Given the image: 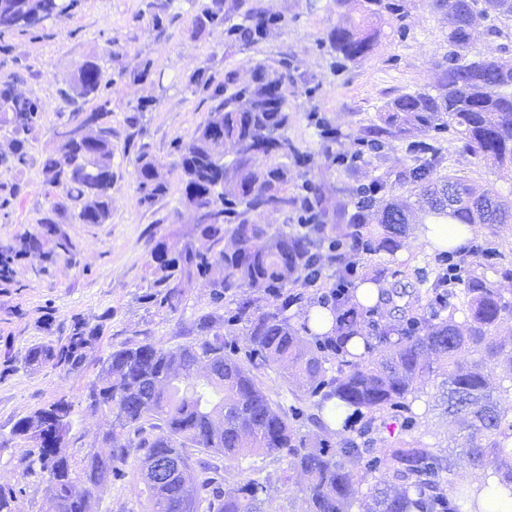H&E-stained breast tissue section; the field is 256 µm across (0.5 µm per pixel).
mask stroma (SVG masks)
Returning a JSON list of instances; mask_svg holds the SVG:
<instances>
[{
    "label": "stroma",
    "instance_id": "obj_1",
    "mask_svg": "<svg viewBox=\"0 0 512 512\" xmlns=\"http://www.w3.org/2000/svg\"><path fill=\"white\" fill-rule=\"evenodd\" d=\"M207 2L74 0L66 13L38 26L0 33V80H13L18 93L38 100L43 107L39 124L27 134V166L17 175H0L1 184L21 186L8 207L0 209V242L40 229L52 195L42 180V163L55 150L54 131L66 123L70 112L59 90L89 59L98 62L107 84L103 95L112 112L115 148L111 219L104 224L65 219L63 227L77 245L75 255L60 258L44 273L38 270V259H29L19 267L12 285L0 287V352L8 349L24 356L30 345L59 338L73 315L94 323L107 309L112 318L98 353L144 340L169 346L192 340L194 318L213 308L207 288L191 289L185 312L175 315L149 309L140 297L154 280L150 265L155 240L172 231L187 234L192 230L191 213L179 203L182 173L172 162L175 143L190 137L214 105L208 95L191 93L188 87L200 67H208L220 82L230 71L247 79L256 64L274 68L287 61L293 79L288 87V110L293 117L288 135L305 154L308 177L335 190L380 176L395 184L397 192L406 191L401 178L412 158L408 140L396 138L382 153H365L356 167L330 169L308 114L315 110L325 115L339 132L337 152L352 155L359 152V129L377 122L386 102L429 87L448 52V24L429 0H410L403 22L383 24L373 51L340 71L319 45L336 22L335 0H245L246 7L286 19L284 27L250 47L229 41L223 28L201 33L193 28L192 16ZM156 15L163 19L159 30L152 22ZM142 60L151 63L143 78L134 72ZM307 87L314 88L313 98L304 96ZM135 113L140 119L132 128L126 118ZM130 138L148 144L152 153L169 163L164 170L169 193L150 209L140 205L135 190L134 152L126 146ZM440 146L443 174L468 177L512 198L511 176L477 164L452 135H445ZM471 242L483 246L484 254L464 251L453 258L466 275L496 281L503 269L512 268V223L475 226ZM346 258L379 269L380 283L386 290L400 292L404 305L416 302L426 290V280L434 279L439 269L434 251L413 224L396 253L369 256L350 251ZM48 312L53 315L49 327L44 324ZM439 382V375H432L420 400L413 404L421 415L418 431L428 443L457 448L462 439L456 424L434 405ZM82 391L79 377L49 368L20 364L0 375V485L22 490L21 512H47L49 502L41 477L14 464L24 450L23 442L12 436L15 424L60 395L77 399ZM259 464L274 478L267 493V512H304L303 478H293L286 485L278 480L287 468L286 458H263ZM123 471V476L98 488L92 512H139L135 470L127 465Z\"/></svg>",
    "mask_w": 512,
    "mask_h": 512
}]
</instances>
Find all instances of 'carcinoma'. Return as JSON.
Returning <instances> with one entry per match:
<instances>
[{"label": "carcinoma", "instance_id": "cac0c4a2", "mask_svg": "<svg viewBox=\"0 0 512 512\" xmlns=\"http://www.w3.org/2000/svg\"><path fill=\"white\" fill-rule=\"evenodd\" d=\"M351 2L364 23L341 14ZM406 2L336 0L339 18L322 45L341 67L359 62L377 45L383 23L406 17ZM432 7L448 20V55L434 83L387 102L381 124L360 129L358 141L369 152L381 153L393 138L450 132L478 163L512 173V55L506 44L512 40V0H432ZM68 8L66 0H0V29L23 27L24 12L47 19ZM236 16L240 21H234ZM478 17L490 24L477 43L471 24ZM192 24L222 26L227 38L251 46L279 28L281 19L250 9L233 15L224 10V0H210ZM288 68L286 62L279 69L259 64L246 85L233 72L216 84L206 66L191 78L217 100L191 138L175 145L184 182L180 203L192 212L194 224L187 237L156 240L151 251L156 279L142 301L158 313H182L188 286L199 283L210 289L215 310L196 317L197 336L190 342L168 347L145 340L112 349L99 358L100 369L85 382L79 401L63 395L17 422L14 435L26 449L16 464L46 482L53 512H88L96 488L122 472L130 448L141 451L137 481L145 486L148 512H265L271 475L252 474L226 485L218 468H193V448L221 455L230 464L286 454L287 472L279 480L287 484L295 473L306 477L305 512H351L356 504L361 512H481L479 490L454 487L444 479L454 472V455L417 433L412 404L429 382L431 354L445 376L448 415L466 422L461 452L473 466L491 470L512 498V418L500 406L501 394L512 393V386L496 391L488 373L494 363L508 366L512 375V353H504V344L493 336L512 312L511 269L503 270L499 281L473 276L458 291L448 287L443 268L425 291V314L371 336L364 320L351 315L348 296L322 303L334 317L331 336L312 333L306 312L302 323H292L288 311L304 296L288 286L320 263L324 243L349 237L329 235L337 221L345 216L348 225H356L353 232L367 252H393L406 232L411 204L390 193L387 181L378 177L365 185L367 211L358 217L349 211L358 189L348 190V200L334 201L313 179L293 173L288 162L301 166L304 153L288 137ZM105 88L98 63L86 60L63 92L72 110L54 132L57 149L42 164L43 180L53 188L42 231L0 244V284L11 283L17 266L33 254L45 263L73 255L76 245L60 227V214L82 222L91 210L98 224L110 218L114 147ZM90 99L99 104L83 116L77 102ZM41 112L38 101L3 82L0 127H11L13 137L9 151L0 153V168L10 171L26 163L29 146L20 134L38 123ZM316 126L332 168L338 132L324 117L316 119ZM221 161L224 185L216 188L211 168ZM441 162L440 148L430 143L413 156L404 174L433 223L512 219V199L466 176L441 174ZM162 167L147 145L137 148L135 190L141 205L150 207L169 192ZM262 212L283 213L306 230L259 224L255 216ZM243 288L268 296L271 303L263 308L242 301L219 314L224 294ZM459 313L466 322L464 334L456 324ZM111 318L110 309L94 325L73 317L63 337L29 347L24 363L80 373ZM219 322L246 331L245 358L216 330ZM353 336L364 340L359 354L345 349ZM465 349L479 352L480 359L460 363L457 356ZM271 359L286 367L282 379L305 380L300 398L305 408L287 413L272 401L259 376ZM335 398L363 419L347 435L324 420V413H335L330 406ZM81 405L111 417L103 433L111 442L108 453L96 451L97 439L88 448L73 447L70 432ZM297 420L319 428L320 438L313 441L301 433ZM375 432L388 433L384 447H368ZM162 460L171 468L166 483L157 485L151 471ZM380 468L389 480L368 483ZM21 495L20 489L0 486V512H20Z\"/></svg>", "mask_w": 512, "mask_h": 512}]
</instances>
